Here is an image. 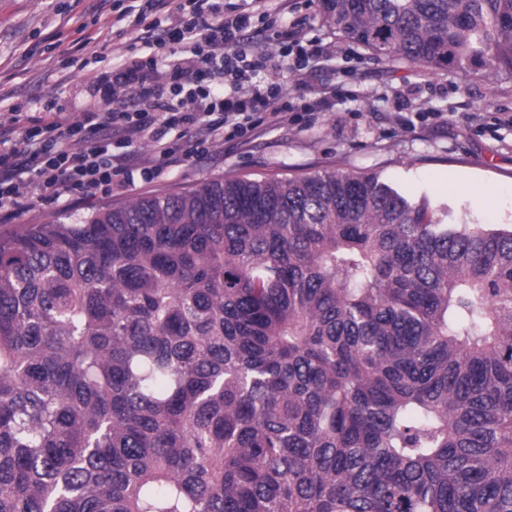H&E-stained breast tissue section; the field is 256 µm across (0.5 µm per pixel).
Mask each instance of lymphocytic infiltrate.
I'll return each mask as SVG.
<instances>
[{
    "instance_id": "1",
    "label": "lymphocytic infiltrate",
    "mask_w": 512,
    "mask_h": 512,
    "mask_svg": "<svg viewBox=\"0 0 512 512\" xmlns=\"http://www.w3.org/2000/svg\"><path fill=\"white\" fill-rule=\"evenodd\" d=\"M96 20L116 38L150 53L101 75L102 103L86 112L47 105L30 126L0 122V222L29 200L57 201L90 192L109 194L151 182L161 168L208 155L224 138L250 142L259 128L288 119L286 74L325 54L322 43L303 48L299 27L274 31L277 48L258 57L245 32L251 15L229 17L219 0H140L136 15L95 0ZM170 50L166 70L155 54ZM170 93L155 101L151 86ZM140 92L141 106L126 104Z\"/></svg>"
}]
</instances>
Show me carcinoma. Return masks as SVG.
<instances>
[{"label":"carcinoma","instance_id":"1","mask_svg":"<svg viewBox=\"0 0 512 512\" xmlns=\"http://www.w3.org/2000/svg\"><path fill=\"white\" fill-rule=\"evenodd\" d=\"M320 3L512 74V0ZM0 512H512V227L331 168L0 230Z\"/></svg>","mask_w":512,"mask_h":512}]
</instances>
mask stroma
Instances as JSON below:
<instances>
[{"label": "stroma", "instance_id": "35a3bbf8", "mask_svg": "<svg viewBox=\"0 0 512 512\" xmlns=\"http://www.w3.org/2000/svg\"><path fill=\"white\" fill-rule=\"evenodd\" d=\"M92 0H0V120L14 109L39 111L55 101L71 112L96 106L102 71L140 56L127 41L93 25ZM303 24L331 55L311 61L304 78L333 106L307 122L257 133L245 145L227 140L189 164L119 194V201L194 188L214 177L288 178L337 168L377 174L414 202L440 207L447 224L512 225V75L490 81L448 69L432 75L405 62L375 60L340 39L318 0H288L283 11L253 17L257 49H272L273 28ZM88 25L89 43L74 52L70 74L62 52ZM106 196L34 201L13 219L36 224L50 215H89Z\"/></svg>", "mask_w": 512, "mask_h": 512}]
</instances>
